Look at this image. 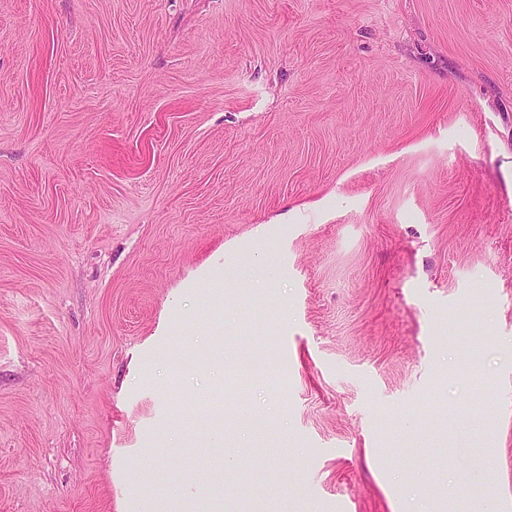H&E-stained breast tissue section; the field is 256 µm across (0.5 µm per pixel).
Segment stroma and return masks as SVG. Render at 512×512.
I'll list each match as a JSON object with an SVG mask.
<instances>
[{"instance_id":"stroma-1","label":"stroma","mask_w":512,"mask_h":512,"mask_svg":"<svg viewBox=\"0 0 512 512\" xmlns=\"http://www.w3.org/2000/svg\"><path fill=\"white\" fill-rule=\"evenodd\" d=\"M0 512H512V0H0Z\"/></svg>"}]
</instances>
